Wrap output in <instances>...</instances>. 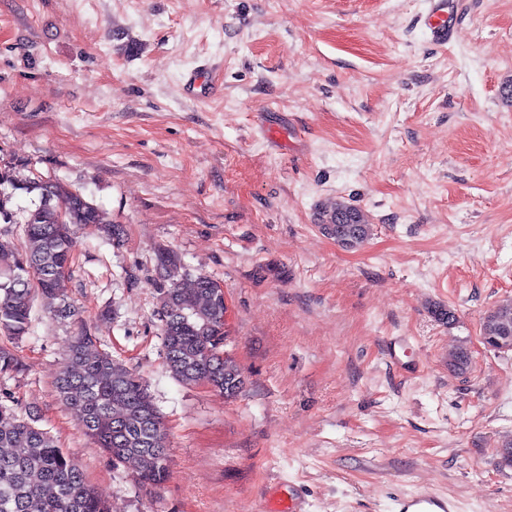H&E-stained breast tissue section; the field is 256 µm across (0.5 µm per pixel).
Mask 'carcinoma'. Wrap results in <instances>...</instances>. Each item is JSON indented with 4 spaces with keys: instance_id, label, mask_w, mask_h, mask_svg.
I'll return each mask as SVG.
<instances>
[{
    "instance_id": "carcinoma-1",
    "label": "carcinoma",
    "mask_w": 512,
    "mask_h": 512,
    "mask_svg": "<svg viewBox=\"0 0 512 512\" xmlns=\"http://www.w3.org/2000/svg\"><path fill=\"white\" fill-rule=\"evenodd\" d=\"M20 164L0 159V222L23 225L24 246L0 240V334L21 339L32 330L33 305L69 317L64 281L73 259L74 235L88 230L105 242L118 243L124 230L108 224L99 207L74 203L60 214L73 190L57 180L40 185L19 178ZM37 192L38 201L13 209L14 191ZM320 231L346 248H356L371 235L359 209L338 203L316 214ZM158 308L169 310L160 323L163 355L173 378L191 385L206 381L226 399L235 398L245 377L216 339L223 326L222 307L212 297L213 280L191 275L178 253H157ZM482 334L507 336L512 350V302L497 305L482 317ZM93 338H75L59 371L55 388L61 400L78 410L79 428L115 461L135 464L139 484L161 486L169 466L168 436L147 385L107 352L93 349ZM450 367L464 375L471 355L459 348ZM23 364L12 347L0 345V375L17 374ZM0 512H109L85 481L74 458L60 448L49 431L33 418L0 402Z\"/></svg>"
}]
</instances>
